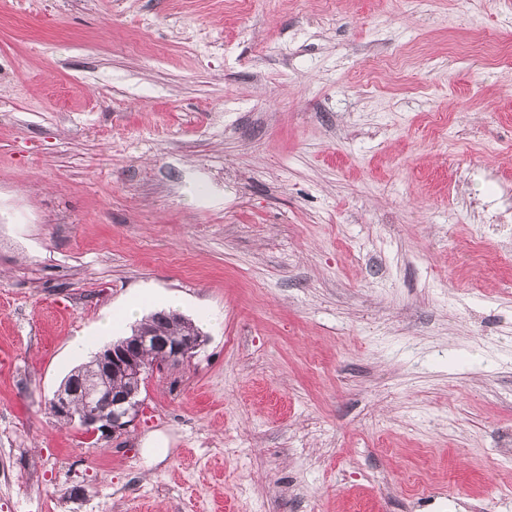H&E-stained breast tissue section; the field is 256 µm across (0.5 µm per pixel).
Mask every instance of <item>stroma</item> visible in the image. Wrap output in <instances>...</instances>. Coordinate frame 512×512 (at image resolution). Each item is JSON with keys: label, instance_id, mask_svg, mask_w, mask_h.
Masks as SVG:
<instances>
[{"label": "stroma", "instance_id": "35a3bbf8", "mask_svg": "<svg viewBox=\"0 0 512 512\" xmlns=\"http://www.w3.org/2000/svg\"><path fill=\"white\" fill-rule=\"evenodd\" d=\"M511 206L512 0H0V512H512ZM150 317L152 319V325H154L156 329L169 335H187L197 331L191 322L185 320L182 315L174 312L159 311L153 313ZM203 343L201 335L165 336L145 324L120 344H104L94 355V363L101 372L123 374L131 380L127 385L129 381L123 377L108 379V388L112 391L108 408L101 407L100 398L105 385L102 378L96 376L79 382L75 377L65 379L50 400L51 410L59 420L64 419V424L71 425L68 420L76 424L87 438H95L98 433L123 431L133 421L138 407L133 401L138 393L133 382L140 383L143 376L151 375L165 365L191 358ZM110 344L112 346H106ZM148 350H153L156 355L155 358L147 357L150 361L155 359L151 369L146 367L145 352ZM113 384L114 387L127 386L112 390ZM75 396H81L79 408L75 407Z\"/></svg>", "mask_w": 512, "mask_h": 512}]
</instances>
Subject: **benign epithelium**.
<instances>
[{"mask_svg": "<svg viewBox=\"0 0 512 512\" xmlns=\"http://www.w3.org/2000/svg\"><path fill=\"white\" fill-rule=\"evenodd\" d=\"M203 343L201 335L165 336L144 325L133 336L119 344L105 346L94 355V363L101 372L123 374L131 380L124 388L112 390L109 407H101L100 398L105 388L102 378L96 376L78 382L73 377L65 379L55 392L50 400L51 410L58 419L76 424L88 438L100 433L116 434L133 421L137 409L134 401L137 390L133 382L173 362L191 358ZM149 350L155 354L151 368L146 367L145 352Z\"/></svg>", "mask_w": 512, "mask_h": 512, "instance_id": "7a95c632", "label": "benign epithelium"}]
</instances>
